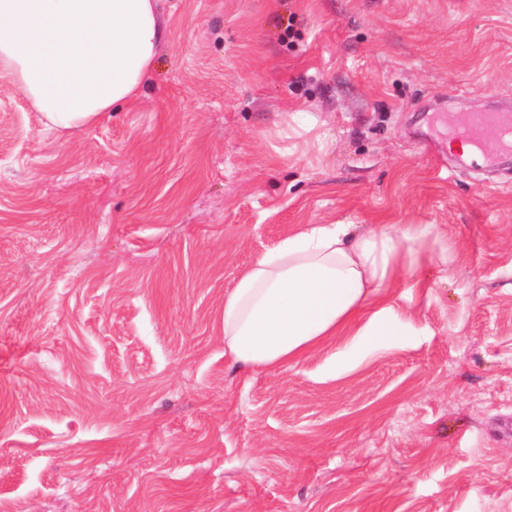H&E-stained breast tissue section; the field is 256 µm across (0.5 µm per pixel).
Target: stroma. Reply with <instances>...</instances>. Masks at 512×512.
Segmentation results:
<instances>
[{
    "instance_id": "stroma-1",
    "label": "stroma",
    "mask_w": 512,
    "mask_h": 512,
    "mask_svg": "<svg viewBox=\"0 0 512 512\" xmlns=\"http://www.w3.org/2000/svg\"><path fill=\"white\" fill-rule=\"evenodd\" d=\"M138 97L64 136L0 79V512H512V0H159ZM310 224H430L416 333L248 368L224 297ZM476 147L490 160L512 159V109L472 112L468 121Z\"/></svg>"
}]
</instances>
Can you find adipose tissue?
<instances>
[{
	"label": "adipose tissue",
	"instance_id": "adipose-tissue-1",
	"mask_svg": "<svg viewBox=\"0 0 512 512\" xmlns=\"http://www.w3.org/2000/svg\"><path fill=\"white\" fill-rule=\"evenodd\" d=\"M166 35L158 0H0V77L23 93L50 133L89 126L135 100ZM448 246L428 224H312L247 268L224 298V346L247 367L277 368L343 337L345 372L411 327L385 288ZM376 311H369L370 301Z\"/></svg>",
	"mask_w": 512,
	"mask_h": 512
}]
</instances>
